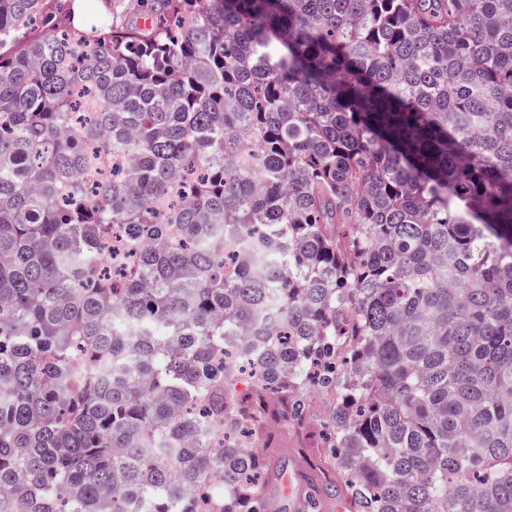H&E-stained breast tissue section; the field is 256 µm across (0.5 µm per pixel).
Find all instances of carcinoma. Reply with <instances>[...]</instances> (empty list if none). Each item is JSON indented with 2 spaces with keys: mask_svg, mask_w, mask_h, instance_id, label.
<instances>
[{
  "mask_svg": "<svg viewBox=\"0 0 512 512\" xmlns=\"http://www.w3.org/2000/svg\"><path fill=\"white\" fill-rule=\"evenodd\" d=\"M0 0V512H512V0ZM123 239V276L99 254ZM244 390L236 392V383ZM106 1L107 0L76 1L75 5L83 3L84 5L89 7V9H87L88 7L87 8L85 7V9H84V18H83V22L80 26H76V25H78V23L80 21V19L78 20L76 17V9H75L74 22L72 20V16H71V18L67 17L66 6L64 7V11L62 14L63 19L71 27L81 28L86 24L88 18L91 15L90 13L107 15L110 18V20H112V8H113L114 20H117L118 23H124V24L129 23V24H133V25H135L136 23L137 24L143 23V20L140 18L141 15L139 14V12H136L133 10L132 11L126 10L127 3H129V1H131V0H109V2H106ZM112 1H114V2H112ZM324 406L325 404L322 399L308 402L309 412L304 429H299L291 423L288 425V428H273L269 432L268 435L283 445L285 451L273 464L265 486L267 500L275 503L277 508L271 511L267 510L266 512H298L292 511L291 500L288 498L292 496L290 488L288 494V485H290V482L284 476H278L281 470H285L290 476L294 490L293 493L301 492L306 489L307 484L304 476L312 478L316 485H321V482L307 470L308 466L305 458L313 460L317 453L316 445L321 444L323 441V429L321 426H319L316 434L314 432L316 420L319 419ZM302 451L305 454L304 457L299 453ZM276 464L279 465L273 473ZM277 476L283 487V493L288 495V497H284V494L280 490V486L277 483Z\"/></svg>",
  "mask_w": 512,
  "mask_h": 512,
  "instance_id": "1",
  "label": "carcinoma"
}]
</instances>
